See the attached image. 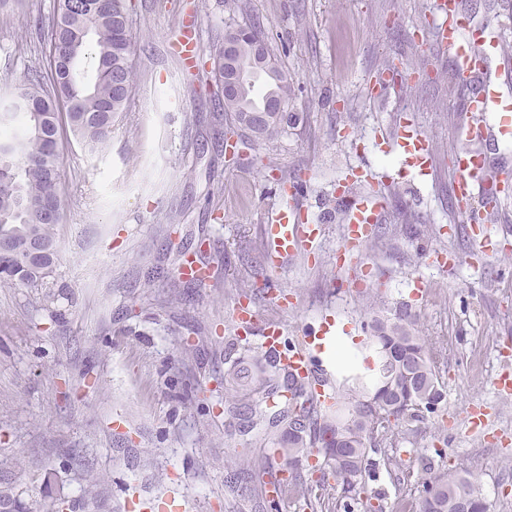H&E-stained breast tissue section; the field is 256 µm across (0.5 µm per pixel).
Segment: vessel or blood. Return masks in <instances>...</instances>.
<instances>
[{"mask_svg": "<svg viewBox=\"0 0 512 512\" xmlns=\"http://www.w3.org/2000/svg\"><path fill=\"white\" fill-rule=\"evenodd\" d=\"M437 12L440 19L436 34L446 43L452 62L464 79L475 77L480 71L482 59L491 55L498 56L500 70L512 73V58L501 56L499 37L488 36L485 29L475 25L460 9L458 0H438ZM172 50L180 63L194 65L200 56V38L196 27H184ZM465 101L471 111L491 113L495 125L490 130L502 140H512V97L504 96L495 84L488 83L478 94H466ZM399 146L405 157L404 172L426 175L429 168L427 140L417 132L407 131L403 133ZM485 169L480 155L463 151L456 156L457 190L470 201L465 214L470 223L475 221L481 210L495 207L498 203L495 196H478L474 193L476 186L483 182ZM345 207L349 211V220L342 253L347 256L368 239L371 227L381 222L387 206L384 196L375 195L351 199ZM321 230V225L305 223L298 209L273 210L268 214L264 226L268 254L275 259L314 245ZM330 327V322L326 321L304 330L301 342L290 347L286 344L282 326L270 323L260 335V349L277 360L279 365L300 374H310L323 365V340Z\"/></svg>", "mask_w": 512, "mask_h": 512, "instance_id": "vessel-or-blood-1", "label": "vessel or blood"}]
</instances>
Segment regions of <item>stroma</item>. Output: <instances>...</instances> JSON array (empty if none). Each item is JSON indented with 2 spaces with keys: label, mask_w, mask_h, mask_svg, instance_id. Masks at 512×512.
<instances>
[{
  "label": "stroma",
  "mask_w": 512,
  "mask_h": 512,
  "mask_svg": "<svg viewBox=\"0 0 512 512\" xmlns=\"http://www.w3.org/2000/svg\"><path fill=\"white\" fill-rule=\"evenodd\" d=\"M435 0H127L135 89L104 150L64 146L65 198L53 277L0 287V484L29 512H418L429 475L474 481L489 512H512V189L493 221L455 208L456 151L512 168V141H469L462 77L433 36ZM210 51L228 28L258 25L292 82L295 123L258 148L214 110L209 66L170 55L183 17ZM55 0H15L0 20V85L46 63ZM409 125L433 146L429 176L398 178L402 153L376 142ZM357 194L383 192L391 234L337 263L346 230L336 190L354 168ZM323 224L316 246L270 265L255 244L284 204L281 172ZM487 236L490 252L476 238ZM204 286L167 287L183 255ZM244 303L256 322L235 329ZM413 306L440 360L436 412L379 434L361 484L315 489L322 461L293 469L286 498L269 494L286 464L268 431L224 414L239 391L227 371L257 353L270 321L296 341L333 322L341 350L360 353L375 309ZM192 352H185L186 344ZM481 407L489 430L470 423Z\"/></svg>",
  "instance_id": "stroma-1"
}]
</instances>
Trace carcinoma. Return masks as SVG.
Segmentation results:
<instances>
[{"mask_svg": "<svg viewBox=\"0 0 512 512\" xmlns=\"http://www.w3.org/2000/svg\"><path fill=\"white\" fill-rule=\"evenodd\" d=\"M224 41L249 60L252 40L232 29ZM48 57L15 85L9 101L0 107V241L12 248L0 250V286L36 288L51 277L57 256V228L62 223L60 147L68 136L96 152L108 141L112 123L124 111L134 88L130 62L131 30L127 0H58L56 20L48 32ZM216 82L224 84V45L210 54ZM271 76L264 98L288 103V76L264 53ZM239 127L257 137L270 138L288 122L285 109L260 112L253 85L218 100ZM38 240L48 254L40 264L31 262L28 244ZM369 348L375 367L347 363L336 380V409L312 422L306 439L295 424L311 416L310 381L288 374V407L274 414L271 426L286 425L274 444L278 454L291 460L310 447L321 449L332 474L353 488L369 466L368 448L391 422L415 419L433 412L442 400L436 355L421 336L416 313L399 303L371 324ZM282 368L262 352L244 371L228 378L245 380L243 396L229 408L239 420L266 418L261 401L278 396ZM419 512H457L466 503L469 512H487L479 488L470 479L435 476L423 483Z\"/></svg>", "mask_w": 512, "mask_h": 512, "instance_id": "cac0c4a2", "label": "carcinoma"}]
</instances>
